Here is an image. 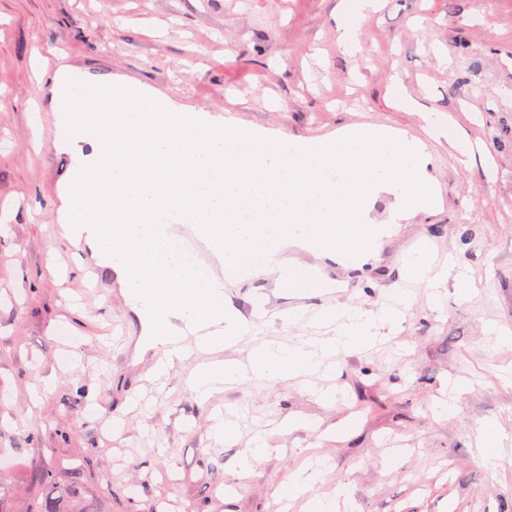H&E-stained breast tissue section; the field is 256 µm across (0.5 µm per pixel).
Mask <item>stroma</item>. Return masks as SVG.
<instances>
[{
    "label": "stroma",
    "mask_w": 512,
    "mask_h": 512,
    "mask_svg": "<svg viewBox=\"0 0 512 512\" xmlns=\"http://www.w3.org/2000/svg\"><path fill=\"white\" fill-rule=\"evenodd\" d=\"M340 2L0 0V469L16 480L15 512L40 496L42 466L85 512H311L339 488V512H512V344L499 341L512 332V0H380L352 57L337 44ZM50 61L296 145L368 123L425 142L441 203L397 224L374 257L352 268L285 250L330 290L225 277L240 317L277 315L254 325L256 341L334 336L303 314L391 302L424 241L477 293L460 297L450 280L435 301L415 287L400 333L378 326L374 346L317 378L327 401L276 379L201 403L188 363L155 380L115 272L59 228L75 174L40 136L42 113L61 108ZM402 94L432 109L436 137L391 106ZM92 268L99 300L82 291ZM442 400L455 404L445 419L432 412ZM218 417L232 440L215 439ZM292 418L302 427L288 430ZM489 422L503 430L494 469L477 447ZM260 436L271 452L240 479L237 459ZM307 465L317 478L277 502Z\"/></svg>",
    "instance_id": "obj_1"
}]
</instances>
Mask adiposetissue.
Returning a JSON list of instances; mask_svg holds the SVG:
<instances>
[{
  "instance_id": "adipose-tissue-1",
  "label": "adipose tissue",
  "mask_w": 512,
  "mask_h": 512,
  "mask_svg": "<svg viewBox=\"0 0 512 512\" xmlns=\"http://www.w3.org/2000/svg\"><path fill=\"white\" fill-rule=\"evenodd\" d=\"M324 319L337 323L335 341L315 348L311 339L302 338L287 346L263 344L256 347L251 356L248 370L230 364H212L198 370L190 385L199 399H207L211 393L227 383L251 377L257 380L298 378L311 375L318 367L319 353L332 354L341 349L367 345L373 336L372 330L379 323L398 325L395 309L385 308L379 312L360 308L328 309Z\"/></svg>"
}]
</instances>
